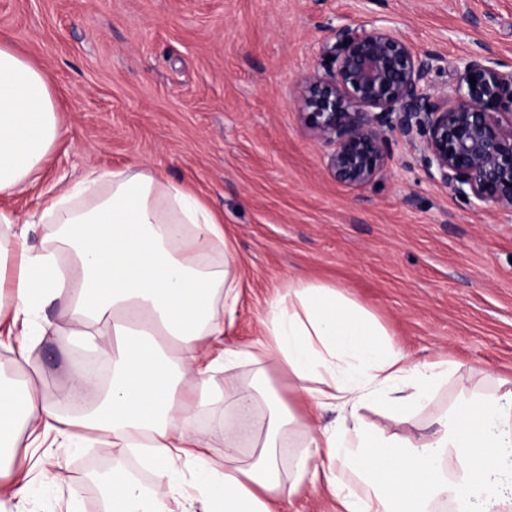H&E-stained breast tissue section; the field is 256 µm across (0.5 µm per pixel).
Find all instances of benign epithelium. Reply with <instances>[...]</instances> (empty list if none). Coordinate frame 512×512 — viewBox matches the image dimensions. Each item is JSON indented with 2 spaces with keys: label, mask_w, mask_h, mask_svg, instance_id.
<instances>
[{
  "label": "benign epithelium",
  "mask_w": 512,
  "mask_h": 512,
  "mask_svg": "<svg viewBox=\"0 0 512 512\" xmlns=\"http://www.w3.org/2000/svg\"><path fill=\"white\" fill-rule=\"evenodd\" d=\"M442 61L387 29L340 26L299 82V119L331 147L326 169L348 187L381 178L396 129L433 180L512 213V65L475 53L459 60L454 84L437 88Z\"/></svg>",
  "instance_id": "1"
}]
</instances>
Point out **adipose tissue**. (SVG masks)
<instances>
[{"instance_id": "1", "label": "adipose tissue", "mask_w": 512, "mask_h": 512, "mask_svg": "<svg viewBox=\"0 0 512 512\" xmlns=\"http://www.w3.org/2000/svg\"><path fill=\"white\" fill-rule=\"evenodd\" d=\"M62 136L44 69L0 41V195L36 183ZM51 225L52 246L28 243ZM15 262L11 309L22 322L13 348L29 361L36 339L56 335L45 307L60 302L72 332L100 340L108 383L74 369L64 399L0 382V478L20 435L51 434L78 446L108 438L126 454L144 448L159 477L144 490L124 470L108 479L105 512H279L303 489L326 483L337 512H512V378L435 417L425 437L384 436L361 415L371 404L410 419L431 410L448 376L444 361L420 362L394 348L378 321L336 286L293 278L260 317L250 349L226 346L239 279L222 218L192 188L152 168L90 170L71 190L45 198L39 214L0 211V264ZM294 380L297 404L267 383L262 366ZM258 366L248 388L224 389V468L200 455L197 415L213 400L216 366ZM339 412L347 428L316 426ZM298 442L289 480L277 449ZM258 449L242 463L244 449ZM193 464L196 477L179 475Z\"/></svg>"}]
</instances>
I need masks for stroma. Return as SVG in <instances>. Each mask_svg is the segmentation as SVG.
I'll list each match as a JSON object with an SVG mask.
<instances>
[{
	"label": "stroma",
	"mask_w": 512,
	"mask_h": 512,
	"mask_svg": "<svg viewBox=\"0 0 512 512\" xmlns=\"http://www.w3.org/2000/svg\"><path fill=\"white\" fill-rule=\"evenodd\" d=\"M344 24L386 27L415 52L445 56L438 87L476 52L512 65V0H0V40L46 66L64 132L37 184L1 197L0 209L27 215L92 167L150 166L224 218L242 275L226 345L259 336V316L288 279L333 284L416 360L452 362L435 396L442 409L512 377V216L431 179L398 135L379 181L355 189L330 176L327 146L298 117L297 90ZM45 314L57 335L26 364L1 347L0 378L59 395L87 353L58 305ZM254 374L245 365L211 375L217 398L198 424L215 468L224 466V388ZM364 415L388 436L428 432L425 414L403 422L374 406ZM106 462L130 467L103 441L19 446L13 470L28 486L0 500V512H102L94 469Z\"/></svg>",
	"instance_id": "obj_1"
}]
</instances>
